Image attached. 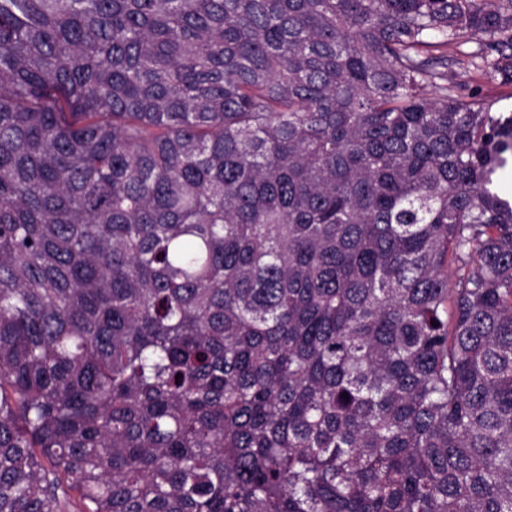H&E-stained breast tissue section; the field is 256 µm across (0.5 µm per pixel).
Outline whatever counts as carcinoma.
Instances as JSON below:
<instances>
[{"instance_id":"obj_1","label":"carcinoma","mask_w":512,"mask_h":512,"mask_svg":"<svg viewBox=\"0 0 512 512\" xmlns=\"http://www.w3.org/2000/svg\"><path fill=\"white\" fill-rule=\"evenodd\" d=\"M458 68L512 86V0H0V512H512Z\"/></svg>"}]
</instances>
